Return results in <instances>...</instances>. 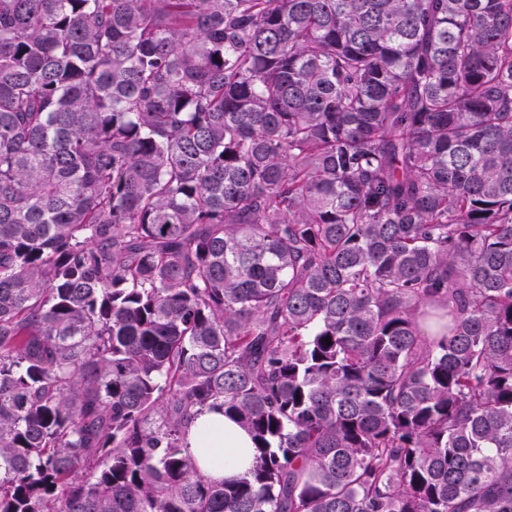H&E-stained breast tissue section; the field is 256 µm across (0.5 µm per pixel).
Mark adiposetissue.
Returning <instances> with one entry per match:
<instances>
[{
	"instance_id": "adipose-tissue-1",
	"label": "adipose tissue",
	"mask_w": 512,
	"mask_h": 512,
	"mask_svg": "<svg viewBox=\"0 0 512 512\" xmlns=\"http://www.w3.org/2000/svg\"><path fill=\"white\" fill-rule=\"evenodd\" d=\"M188 442L201 471L214 480L240 479L253 460L250 436L219 412L199 415L190 427Z\"/></svg>"
}]
</instances>
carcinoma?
<instances>
[{"mask_svg":"<svg viewBox=\"0 0 512 512\" xmlns=\"http://www.w3.org/2000/svg\"><path fill=\"white\" fill-rule=\"evenodd\" d=\"M0 512H512V0H0ZM188 442L201 471L213 480L240 479L253 460L250 436L219 412L199 415L190 427Z\"/></svg>","mask_w":512,"mask_h":512,"instance_id":"cac0c4a2","label":"carcinoma"}]
</instances>
